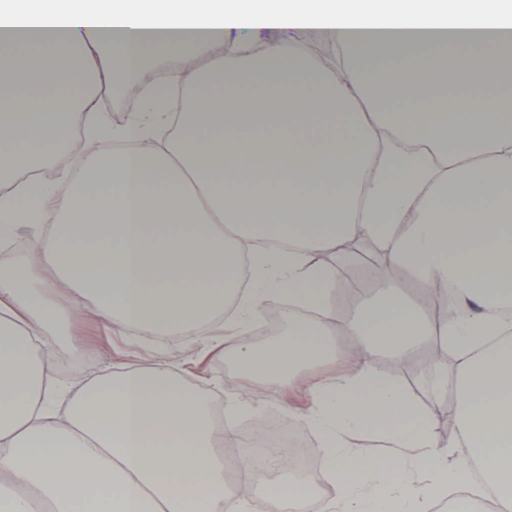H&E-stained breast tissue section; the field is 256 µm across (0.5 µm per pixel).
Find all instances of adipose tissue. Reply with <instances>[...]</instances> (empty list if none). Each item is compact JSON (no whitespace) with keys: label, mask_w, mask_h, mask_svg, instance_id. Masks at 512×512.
I'll return each mask as SVG.
<instances>
[{"label":"adipose tissue","mask_w":512,"mask_h":512,"mask_svg":"<svg viewBox=\"0 0 512 512\" xmlns=\"http://www.w3.org/2000/svg\"><path fill=\"white\" fill-rule=\"evenodd\" d=\"M0 28V239L32 230L0 268V512H308L288 460L258 488L249 456L216 451L238 399L216 408L165 365L109 364L57 411L44 352L78 351L80 305L107 330L229 325L223 351L254 379L344 357L288 413L319 438L331 512H431L452 489L453 512H476L477 483L512 512V0H0ZM107 85L143 91L118 127ZM76 128L84 169L47 180ZM360 236L390 259L347 327L396 363L447 347L428 362L435 400H455L447 445L326 327L336 267L312 255ZM406 275L452 284L461 315L426 322ZM271 299L288 332L258 352L246 330Z\"/></svg>","instance_id":"adipose-tissue-1"}]
</instances>
